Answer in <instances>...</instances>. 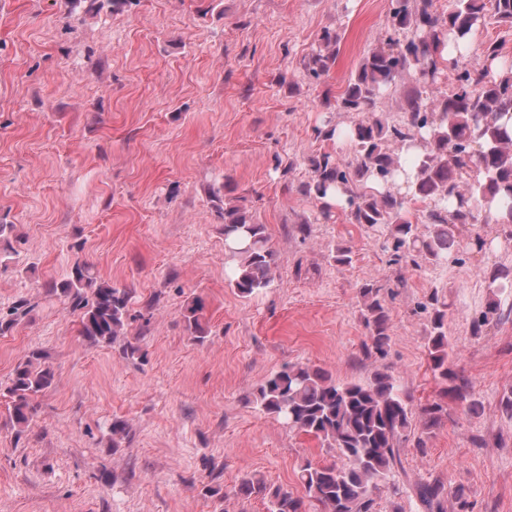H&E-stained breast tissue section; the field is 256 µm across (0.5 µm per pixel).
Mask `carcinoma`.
<instances>
[{"mask_svg":"<svg viewBox=\"0 0 512 512\" xmlns=\"http://www.w3.org/2000/svg\"><path fill=\"white\" fill-rule=\"evenodd\" d=\"M392 9L383 45L370 50L335 97L338 112H364L366 119L342 129L352 146L344 161L331 152L308 159L309 176L299 192L320 203L324 219L332 216L330 195L345 197L350 223L388 228L395 252L421 255L432 265L448 263L454 246L453 229L479 219L499 224L512 235V130L503 122L512 116V64L502 59L500 45L486 43L480 59L451 63L453 90L442 93L437 77L441 52L450 46L461 52L460 41L473 36L492 15L512 24V0H450L440 11L436 0H391ZM341 35L322 32L316 50L303 61L309 78L319 81L336 63ZM411 77L415 88L407 94L399 118L390 120L378 110L379 99ZM224 246L231 264V285L250 296L269 287L277 255L266 227L253 221L240 206H221ZM414 198L431 202L427 233L407 218ZM380 289L359 290L370 330L371 347L383 354L390 336L389 316ZM48 293L72 300L81 310L79 335L91 345H110L123 334L132 291L100 283L93 267L75 257L66 279L49 286ZM425 308L430 310L427 353L434 374L451 382L446 393L464 402L468 384L448 367L451 348L447 336L448 303L434 290ZM205 303L195 297L182 311L192 338L208 335ZM512 316V309L491 300L481 312L476 330L494 327ZM52 367L32 352L17 364L10 385L0 395L8 398L9 421L21 433L33 418V400L51 388ZM259 409L334 451L335 459L322 464L309 460L298 467L302 494L273 486L249 474L233 488L237 497L259 498L268 512H376L382 489L397 492L402 466L400 447L413 442L426 448V437L444 414L439 402L413 411L412 401L386 371H376L364 382L338 383L315 366L286 363L271 372L253 393ZM415 494L425 512H443L448 495L436 481L415 483Z\"/></svg>","mask_w":512,"mask_h":512,"instance_id":"obj_1","label":"carcinoma"}]
</instances>
